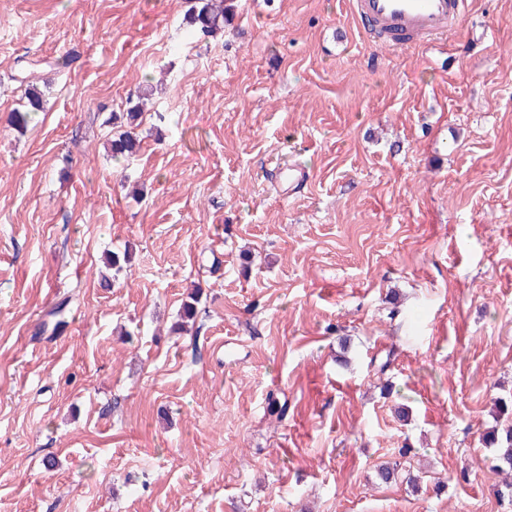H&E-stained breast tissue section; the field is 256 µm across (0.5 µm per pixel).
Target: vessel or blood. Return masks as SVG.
<instances>
[{
    "instance_id": "vessel-or-blood-1",
    "label": "vessel or blood",
    "mask_w": 512,
    "mask_h": 512,
    "mask_svg": "<svg viewBox=\"0 0 512 512\" xmlns=\"http://www.w3.org/2000/svg\"><path fill=\"white\" fill-rule=\"evenodd\" d=\"M468 0H348L369 39L389 49L443 41L458 31Z\"/></svg>"
}]
</instances>
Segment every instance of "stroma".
<instances>
[{"label": "stroma", "instance_id": "35a3bbf8", "mask_svg": "<svg viewBox=\"0 0 512 512\" xmlns=\"http://www.w3.org/2000/svg\"><path fill=\"white\" fill-rule=\"evenodd\" d=\"M234 5L200 40L189 0H0V512H512V0L402 53L348 0ZM25 96L20 108L14 110L11 124L19 132L24 131L35 116L44 111L45 100L37 81L28 80ZM151 91H139L137 101L128 107L127 112H123L122 117L125 121L119 128L125 127V130H118L111 138L107 140V148L111 156L123 158L125 161L135 158L142 148V138H140L137 129L143 123L145 100L151 96ZM484 439L498 448L493 469L499 474L512 471V423L500 424L485 433Z\"/></svg>", "mask_w": 512, "mask_h": 512}]
</instances>
